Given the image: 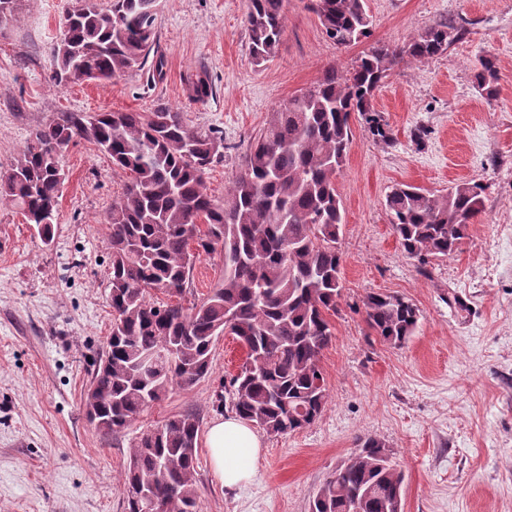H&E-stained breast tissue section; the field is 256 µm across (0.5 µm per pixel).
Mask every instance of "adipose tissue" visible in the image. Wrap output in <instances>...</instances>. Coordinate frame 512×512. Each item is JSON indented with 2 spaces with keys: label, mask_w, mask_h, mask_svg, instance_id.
<instances>
[{
  "label": "adipose tissue",
  "mask_w": 512,
  "mask_h": 512,
  "mask_svg": "<svg viewBox=\"0 0 512 512\" xmlns=\"http://www.w3.org/2000/svg\"><path fill=\"white\" fill-rule=\"evenodd\" d=\"M206 444L212 468L225 490H235L252 479L261 446L257 434L242 420L227 417L215 421Z\"/></svg>",
  "instance_id": "ef3b65f1"
}]
</instances>
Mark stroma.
<instances>
[{
    "mask_svg": "<svg viewBox=\"0 0 512 512\" xmlns=\"http://www.w3.org/2000/svg\"><path fill=\"white\" fill-rule=\"evenodd\" d=\"M76 2L20 0L0 28V171L57 113L149 112L162 102L192 128L223 132L224 157L205 175L219 201L273 112L325 67L350 71L368 51L438 23L461 28L447 52L391 70L376 91L370 111L390 140L352 119L336 177L342 290L320 361L323 413L294 433H260L256 475L232 492L197 446V512H308L366 437L385 440L403 470L404 512H512V0H367L371 34L347 47L326 36L309 0H286L281 43L259 65L247 0H161L163 78L143 68L57 87L51 48ZM483 55L496 70L490 97L474 78ZM201 74L213 94L198 100L191 83ZM62 161L52 245L0 200V512H124L130 444L180 411L198 413L204 432L231 414L216 397L246 357L236 336H218L211 370L193 390H171L116 437L90 423L85 392L112 326L107 216L127 176L83 140ZM468 181L485 186L483 212L458 250L423 261L406 254L386 210L392 187L437 192ZM370 293L416 305L403 346L370 332Z\"/></svg>",
    "mask_w": 512,
    "mask_h": 512,
    "instance_id": "35a3bbf8",
    "label": "stroma"
}]
</instances>
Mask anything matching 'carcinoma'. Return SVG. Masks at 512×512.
<instances>
[{
	"label": "carcinoma",
	"mask_w": 512,
	"mask_h": 512,
	"mask_svg": "<svg viewBox=\"0 0 512 512\" xmlns=\"http://www.w3.org/2000/svg\"><path fill=\"white\" fill-rule=\"evenodd\" d=\"M285 0H248L249 49L254 60L278 50ZM159 0H78L51 54L57 86L108 82L146 65L153 50ZM325 34L338 46L370 35L366 0H310ZM451 27H428L401 46L374 48L347 73L327 66L314 85L273 113L241 160V173L224 202L206 192L204 175L224 157V136L194 130L180 111L158 104L151 112H59L42 125L6 173L0 199L20 208L45 244L54 240V217L63 180L61 158L45 147L94 143L112 167L130 174L108 215L112 248V328L86 403L100 404L90 421L107 435L124 432L173 387L192 390L211 367L214 339L228 330L245 346L246 359L230 379L232 410L270 435L313 423L327 394L320 357L332 341L329 316L340 297L336 240L343 208L336 175L352 142L357 112L373 134L390 138L368 115L369 101L387 72L408 61L447 51ZM478 87L492 94L491 59L479 61ZM484 185L456 184L445 193L400 185L386 198L390 223L410 256L447 257L482 212ZM204 218L206 228L196 220ZM220 252L224 278L186 307L190 274L200 254ZM161 291L176 301H158ZM365 321L379 339L401 346L419 313L410 301L370 293ZM171 347L174 362L141 374L142 356ZM198 414L169 416L132 446L124 484L125 512H140L130 498L141 487L163 512H195L197 463L193 448ZM404 477L380 438L358 439L353 452L317 490L309 512H403Z\"/></svg>",
	"instance_id": "1"
}]
</instances>
